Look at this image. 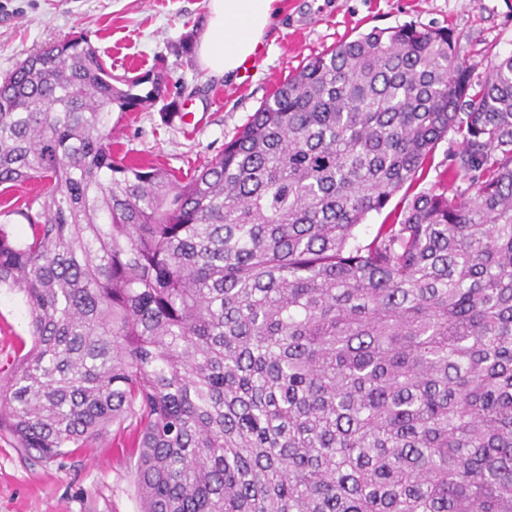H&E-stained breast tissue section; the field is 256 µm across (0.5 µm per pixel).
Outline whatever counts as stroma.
Returning <instances> with one entry per match:
<instances>
[{
    "label": "stroma",
    "instance_id": "obj_1",
    "mask_svg": "<svg viewBox=\"0 0 512 512\" xmlns=\"http://www.w3.org/2000/svg\"><path fill=\"white\" fill-rule=\"evenodd\" d=\"M277 7L254 62L228 80L207 74L196 56L207 0H0V78L40 47L77 32L115 76L163 72L166 99L192 102V123L156 106L129 112L112 143L129 163L183 177L221 155L289 73L372 28L449 30L480 72L512 52V0H279ZM40 189L30 181L0 192V224L19 239L30 229L18 211ZM31 343L22 293L0 288V377ZM129 437L111 428L62 457L40 460L0 432V512H139L137 451Z\"/></svg>",
    "mask_w": 512,
    "mask_h": 512
}]
</instances>
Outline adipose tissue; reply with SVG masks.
Returning <instances> with one entry per match:
<instances>
[{"mask_svg": "<svg viewBox=\"0 0 512 512\" xmlns=\"http://www.w3.org/2000/svg\"><path fill=\"white\" fill-rule=\"evenodd\" d=\"M277 0H209V20L196 48L209 74L232 78L253 61L275 16Z\"/></svg>", "mask_w": 512, "mask_h": 512, "instance_id": "obj_1", "label": "adipose tissue"}]
</instances>
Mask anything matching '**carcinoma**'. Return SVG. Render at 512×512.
I'll list each match as a JSON object with an SVG mask.
<instances>
[{"label": "carcinoma", "mask_w": 512, "mask_h": 512, "mask_svg": "<svg viewBox=\"0 0 512 512\" xmlns=\"http://www.w3.org/2000/svg\"><path fill=\"white\" fill-rule=\"evenodd\" d=\"M165 87L82 33L0 82V185L44 189L0 224L32 336L0 430L53 459L131 421L140 512H512V53L373 28L186 181L112 151ZM407 185L399 192H397L389 201L387 206L381 212L372 211L368 213L363 220L362 224H359L355 233L358 238L362 241H366L371 239L377 231L379 224H382L387 216L395 209V207L399 204L404 192L406 191ZM399 207V205H398ZM393 216H390L386 222L390 223Z\"/></svg>", "instance_id": "1"}]
</instances>
